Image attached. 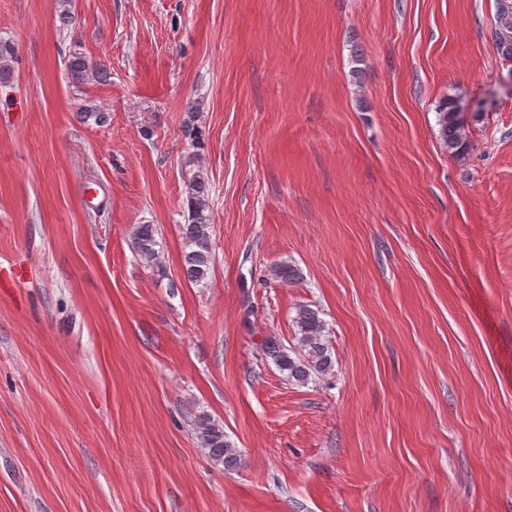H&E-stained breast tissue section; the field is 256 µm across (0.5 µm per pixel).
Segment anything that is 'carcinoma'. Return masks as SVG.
<instances>
[{
    "label": "carcinoma",
    "mask_w": 512,
    "mask_h": 512,
    "mask_svg": "<svg viewBox=\"0 0 512 512\" xmlns=\"http://www.w3.org/2000/svg\"><path fill=\"white\" fill-rule=\"evenodd\" d=\"M14 48L0 41V81L11 77ZM69 82L73 89L83 94L85 87L93 82H104L108 71L102 65L92 62L77 49L69 51L66 60ZM439 137L448 151L458 154L464 147L465 133L461 112L451 97L441 100L436 106ZM183 134L197 149L204 148L199 125V112L188 107L183 122ZM188 215L181 225L185 244L183 259L184 277L196 284L206 281L213 262L212 235L210 222V185L202 172H197L186 186ZM159 229L155 224H136L131 231V244L136 255L151 269L165 273L161 256ZM270 275L282 284H297L303 279L301 270L287 262L271 267ZM296 345L286 346L279 338L268 336L262 341L264 355L270 358L288 378L305 385L310 380L330 374L333 367L331 347L325 321L319 312L307 305L296 309L293 319ZM195 433L201 447L208 451L216 463L227 467L237 463V450L227 440L224 426L217 420L200 415L195 420Z\"/></svg>",
    "instance_id": "1"
}]
</instances>
